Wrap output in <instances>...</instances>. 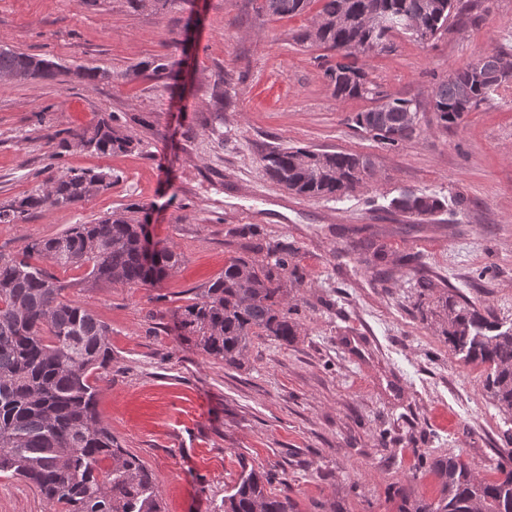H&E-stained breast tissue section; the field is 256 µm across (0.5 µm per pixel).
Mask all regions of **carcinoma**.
<instances>
[{
  "instance_id": "1",
  "label": "carcinoma",
  "mask_w": 512,
  "mask_h": 512,
  "mask_svg": "<svg viewBox=\"0 0 512 512\" xmlns=\"http://www.w3.org/2000/svg\"><path fill=\"white\" fill-rule=\"evenodd\" d=\"M312 0H263L279 17L302 13ZM473 3L462 0H322L320 26L296 35L341 55L325 75L338 99L368 98L376 105L357 113L354 127L395 147L413 137L418 115L411 99L395 97L368 80L356 63L360 55L381 52L396 32L425 43L462 18ZM420 18L424 31L407 20ZM502 54L489 52L440 81L432 91V110L445 128L459 124L508 81ZM16 80L53 79V62L0 46V75ZM384 104H379V101ZM97 153L127 151L133 139L102 123L81 139ZM265 175L283 189L306 197H341L376 175L368 156L278 148L262 157ZM109 175L68 169L44 189L37 188L0 208V224H16L47 206H65L108 186ZM392 206L410 216H429L444 208L437 197L406 192ZM146 221L112 217L96 224H72L61 234L37 239L20 253L0 254V474L19 476L62 512H163L152 471L121 448L97 409V381L112 363L109 328L88 309L65 296L66 285L38 257L62 268H87L95 281L135 288L157 280L142 252ZM266 260L233 257L224 273L181 313L186 339L227 368L241 364L252 338L272 336L291 342L298 332L288 303L287 282H301L290 266V246L265 244ZM440 333L469 362L489 366L485 387L499 409L512 414V328L501 330L493 313L447 293L439 298ZM440 485L432 500L411 489L396 491L397 512H512V450L480 479L459 455L429 465ZM224 512H295L286 481L274 471L242 475L224 495Z\"/></svg>"
}]
</instances>
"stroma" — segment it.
Returning <instances> with one entry per match:
<instances>
[{
  "mask_svg": "<svg viewBox=\"0 0 512 512\" xmlns=\"http://www.w3.org/2000/svg\"><path fill=\"white\" fill-rule=\"evenodd\" d=\"M321 8L293 17L262 0H0V46L52 60V80L0 83V207L69 168L110 189L0 224V254L73 224L143 212L156 247L181 262L155 284L124 288L55 268L68 298L110 329L98 410L117 443L152 471L165 512H224L246 470H275L297 512H396L395 486L432 500L428 462L461 455L493 475L512 417L439 332L438 294L458 292L512 324V81L444 128L436 83L482 54L512 53V0H480L468 22L427 43L393 37L359 57L369 79L417 100L419 129L399 146L352 126L365 98L339 100L323 47L296 41ZM165 71H157V64ZM99 72L78 79L76 67ZM108 120L130 151L77 144ZM276 146L370 156L375 179L340 198L289 195L261 158ZM440 198L419 221L390 206L402 191ZM258 227L256 236L236 229ZM374 235L385 258L359 260ZM288 242L301 283L295 340L254 337L225 368L182 339L180 309L236 256ZM436 290L422 294L421 279ZM0 512H60L30 483L0 477Z\"/></svg>",
  "mask_w": 512,
  "mask_h": 512,
  "instance_id": "35a3bbf8",
  "label": "stroma"
}]
</instances>
